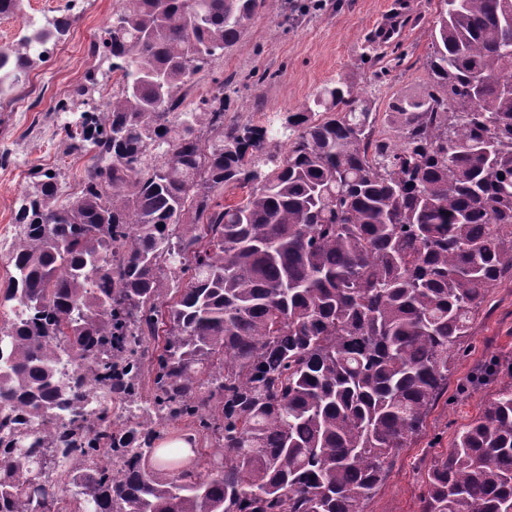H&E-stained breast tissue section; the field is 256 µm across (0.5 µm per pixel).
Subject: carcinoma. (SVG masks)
Masks as SVG:
<instances>
[{
    "mask_svg": "<svg viewBox=\"0 0 512 512\" xmlns=\"http://www.w3.org/2000/svg\"><path fill=\"white\" fill-rule=\"evenodd\" d=\"M439 3L430 89L392 104L391 144L342 78L277 130L224 124L222 84L184 105L267 0H123L92 45L118 90L59 140L95 150L80 192L58 203L59 173L34 167L16 213L0 408L26 415L0 418V512H363L512 280V0ZM70 24L0 47V100ZM230 186L246 194L226 205ZM169 274L187 285L163 289ZM490 377L419 512H512V362ZM146 384L143 419L114 430L91 407ZM178 420L214 450L162 472L154 444ZM62 453L48 485L38 458Z\"/></svg>",
    "mask_w": 512,
    "mask_h": 512,
    "instance_id": "obj_1",
    "label": "carcinoma"
}]
</instances>
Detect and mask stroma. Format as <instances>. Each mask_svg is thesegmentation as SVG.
Returning <instances> with one entry per match:
<instances>
[{"label": "stroma", "instance_id": "1", "mask_svg": "<svg viewBox=\"0 0 512 512\" xmlns=\"http://www.w3.org/2000/svg\"><path fill=\"white\" fill-rule=\"evenodd\" d=\"M67 0H24L21 14L0 17V45L14 43L28 19L57 15ZM72 25L56 50L29 69L17 94L27 111L0 103V153L18 163H0V229L15 225L19 201L29 190L30 168L60 172L68 193H75L92 163V151L64 155L57 147L55 106L99 60L91 44L103 33L121 0H81ZM438 0H321L305 12L286 10L284 0H268L265 11L246 27L240 41L190 82L186 96L197 103L216 83L224 85L225 121L280 126L321 89L344 79L363 92L380 117L375 135L395 141L385 114L392 102L423 95L430 84L427 59ZM406 13V33L383 44L375 30L390 10ZM512 360V283L492 288L455 357L448 391L433 407L422 434L392 462L365 512H419L420 496L433 456L446 452L461 428L480 414L494 383L475 384L480 367L494 359Z\"/></svg>", "mask_w": 512, "mask_h": 512}]
</instances>
